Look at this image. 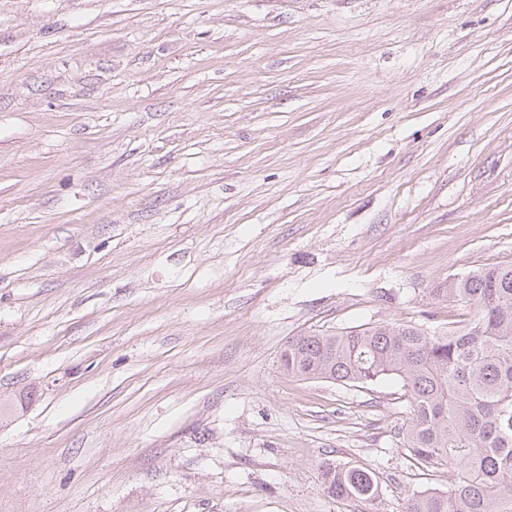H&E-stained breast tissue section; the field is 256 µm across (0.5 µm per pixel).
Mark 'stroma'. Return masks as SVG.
<instances>
[{"label":"stroma","instance_id":"obj_1","mask_svg":"<svg viewBox=\"0 0 512 512\" xmlns=\"http://www.w3.org/2000/svg\"><path fill=\"white\" fill-rule=\"evenodd\" d=\"M500 263L512 0H0V512H406L399 384L281 350ZM322 475L327 492L336 498L369 500L378 492V484L373 473L361 467L328 464L324 467Z\"/></svg>","mask_w":512,"mask_h":512}]
</instances>
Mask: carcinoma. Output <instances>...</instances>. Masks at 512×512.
<instances>
[{
	"label": "carcinoma",
	"instance_id": "cac0c4a2",
	"mask_svg": "<svg viewBox=\"0 0 512 512\" xmlns=\"http://www.w3.org/2000/svg\"><path fill=\"white\" fill-rule=\"evenodd\" d=\"M436 296L469 306L470 317L444 336L391 323L296 336L284 369L352 386L401 384L411 408L404 447L416 464L453 476L446 491L415 493L407 512H512V264L454 276ZM323 480L336 498L378 492L361 467L328 464Z\"/></svg>",
	"mask_w": 512,
	"mask_h": 512
}]
</instances>
